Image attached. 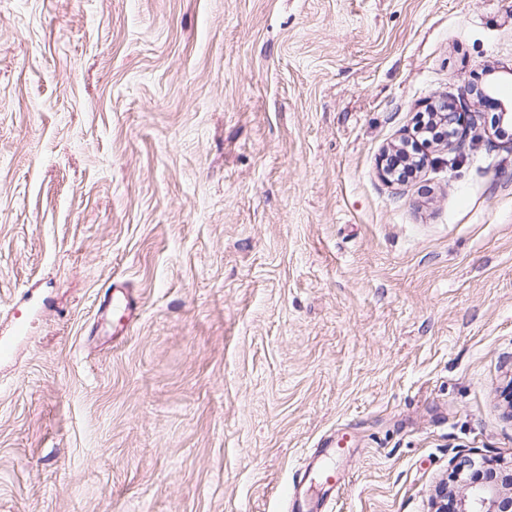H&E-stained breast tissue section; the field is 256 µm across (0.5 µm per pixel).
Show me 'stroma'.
<instances>
[{"mask_svg": "<svg viewBox=\"0 0 512 512\" xmlns=\"http://www.w3.org/2000/svg\"><path fill=\"white\" fill-rule=\"evenodd\" d=\"M512 0H0V512H434L512 461ZM467 101L475 144L384 148ZM127 282L122 337L100 311ZM345 441L344 437L341 440H330L323 445V448H315L312 456L317 460V465L310 468V463L305 464V473H309L312 480L317 481L325 489V493L331 497V491L336 487L339 489L345 484L344 473L336 471L335 467H331L330 463L336 460V454L344 448H340L341 444Z\"/></svg>", "mask_w": 512, "mask_h": 512, "instance_id": "35a3bbf8", "label": "stroma"}]
</instances>
